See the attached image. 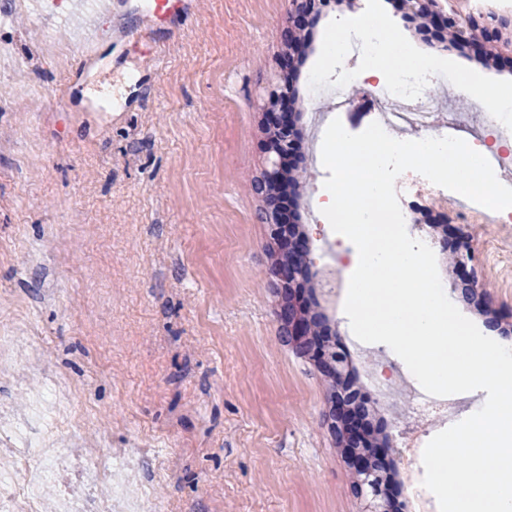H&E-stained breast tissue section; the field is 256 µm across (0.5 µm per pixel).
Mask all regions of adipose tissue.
Here are the masks:
<instances>
[{
  "label": "adipose tissue",
  "mask_w": 512,
  "mask_h": 512,
  "mask_svg": "<svg viewBox=\"0 0 512 512\" xmlns=\"http://www.w3.org/2000/svg\"><path fill=\"white\" fill-rule=\"evenodd\" d=\"M353 35L371 41L366 68L376 77L382 78L396 71H416L426 66L425 60L408 47L399 31L377 12L367 15L354 26L345 20H337L325 41L324 58L343 60L348 40Z\"/></svg>",
  "instance_id": "1"
}]
</instances>
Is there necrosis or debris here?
<instances>
[{
	"instance_id": "4bbe7bcc",
	"label": "necrosis or debris",
	"mask_w": 512,
	"mask_h": 512,
	"mask_svg": "<svg viewBox=\"0 0 512 512\" xmlns=\"http://www.w3.org/2000/svg\"><path fill=\"white\" fill-rule=\"evenodd\" d=\"M438 80L434 70L427 69L413 76L397 75L378 84L375 95L380 108L374 112V121L400 140H416L421 135L445 137L453 130L475 126L476 134L470 145L483 150L501 183L512 187V124H504L499 113L490 109L491 97L476 96L477 110L461 117L448 113L443 122H436V112L447 111L446 99L437 97L433 85ZM378 386L380 402L393 411L400 423L409 425L400 450L406 465H413L424 448L429 431L447 423L449 417L470 408V401L461 397H437L423 389L410 387L405 404H397L395 395L400 390L402 373L396 368H375L370 373ZM51 440L34 444L18 440L14 449L19 463L17 472L0 474V512H39V492L44 480L42 474L31 470L28 462L39 450L51 451Z\"/></svg>"
}]
</instances>
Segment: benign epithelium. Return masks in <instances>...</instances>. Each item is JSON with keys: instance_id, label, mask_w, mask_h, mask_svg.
<instances>
[{"instance_id": "obj_1", "label": "benign epithelium", "mask_w": 512, "mask_h": 512, "mask_svg": "<svg viewBox=\"0 0 512 512\" xmlns=\"http://www.w3.org/2000/svg\"><path fill=\"white\" fill-rule=\"evenodd\" d=\"M399 10L415 22L427 35V46L442 51L448 42L460 47L485 50L484 43L498 40L503 34L512 36V16L492 14L480 24L474 20L463 21L445 12L440 0H398ZM318 11V0H288L291 21L285 34V55L280 63L277 81L271 84L262 97L260 109L266 114L265 150L269 168L257 190L265 202V223L270 238L278 245L279 252L292 257L307 251L306 241L295 230L296 219L291 209L283 206V186H288V197L299 195L302 181L295 176L296 157L299 150L297 113L294 100L285 91L286 71L293 68L294 60L304 51L306 35L304 19ZM452 240L440 241L455 272L461 273L460 292L463 298L487 311L488 298L474 271L468 269L473 261V239L468 229L456 227ZM275 274L288 286V340L307 356L316 368L331 380L332 429L336 446L344 461L353 471L355 491L366 501V512H397L399 506L388 491L389 448L369 421L367 400L350 383L345 369L344 353L335 341L324 335L323 327L315 320V312L304 303V291L316 281L317 273L306 267L300 272L293 264L274 267Z\"/></svg>"}]
</instances>
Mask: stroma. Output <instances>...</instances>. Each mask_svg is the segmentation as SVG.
<instances>
[{"label": "stroma", "instance_id": "35a3bbf8", "mask_svg": "<svg viewBox=\"0 0 512 512\" xmlns=\"http://www.w3.org/2000/svg\"><path fill=\"white\" fill-rule=\"evenodd\" d=\"M433 66L470 71L477 91L512 88V45L499 61L425 37L377 0ZM347 6L326 0L298 64L296 199L312 269L350 277L354 245L321 212L330 173L312 167L313 72L343 70L345 92L369 87L365 59L323 58L325 31ZM286 0H0V329L30 330L0 367V415L24 418L34 397L60 422L63 453L45 464V512H76L89 487L78 449L156 512H364L330 429L331 384L284 335L279 282L256 183L267 167L255 103L278 70ZM55 48L46 49L44 35ZM468 224L478 274L498 323L457 307L512 345V223L490 211ZM345 289L318 285L372 424L391 448L403 427L382 404L344 313ZM66 383L71 402L45 393Z\"/></svg>", "mask_w": 512, "mask_h": 512}]
</instances>
